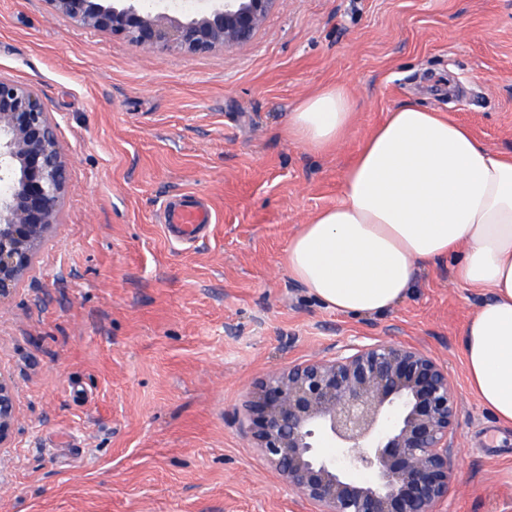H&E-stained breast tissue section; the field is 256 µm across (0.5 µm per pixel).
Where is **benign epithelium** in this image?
Listing matches in <instances>:
<instances>
[{
	"label": "benign epithelium",
	"mask_w": 512,
	"mask_h": 512,
	"mask_svg": "<svg viewBox=\"0 0 512 512\" xmlns=\"http://www.w3.org/2000/svg\"><path fill=\"white\" fill-rule=\"evenodd\" d=\"M205 2L49 0L77 28L188 54L247 45L280 0ZM58 128L33 87L0 78V304L19 291L61 221L70 160ZM458 418L440 360L378 339L267 375L245 425L316 512H443ZM17 425L15 383L0 370V456Z\"/></svg>",
	"instance_id": "7a95c632"
}]
</instances>
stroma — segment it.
I'll list each match as a JSON object with an SVG mask.
<instances>
[{
    "label": "stroma",
    "mask_w": 512,
    "mask_h": 512,
    "mask_svg": "<svg viewBox=\"0 0 512 512\" xmlns=\"http://www.w3.org/2000/svg\"><path fill=\"white\" fill-rule=\"evenodd\" d=\"M0 78L37 90L71 162L62 221L0 309L19 406L0 512H312L255 448L246 405L268 373L378 338L448 363V512H512V427L462 355L479 295L427 267L386 314L342 315L285 265L391 109H438L512 152V0H284L249 44L197 54L0 0ZM334 82L358 114L345 141L287 140L296 103ZM179 193L213 214L188 246L160 219Z\"/></svg>",
    "instance_id": "35a3bbf8"
}]
</instances>
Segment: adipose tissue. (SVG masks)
<instances>
[{"label":"adipose tissue","mask_w":512,"mask_h":512,"mask_svg":"<svg viewBox=\"0 0 512 512\" xmlns=\"http://www.w3.org/2000/svg\"><path fill=\"white\" fill-rule=\"evenodd\" d=\"M355 120L348 85L327 84L289 113L284 135L328 152ZM438 262L484 297L462 331L468 384L512 425V153L446 113L404 105L373 127L340 201L291 236L285 263L328 309L380 315L412 291L420 267Z\"/></svg>","instance_id":"ef3b65f1"}]
</instances>
